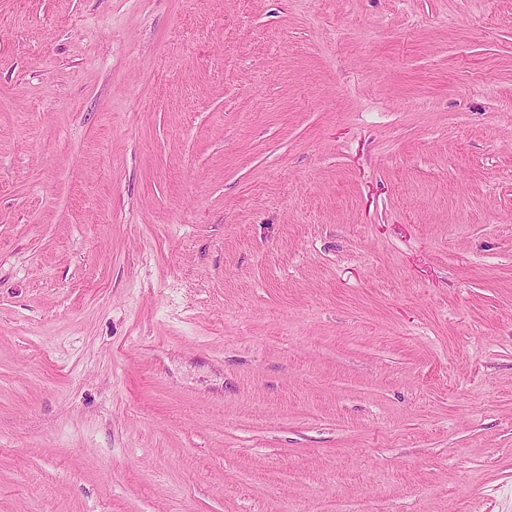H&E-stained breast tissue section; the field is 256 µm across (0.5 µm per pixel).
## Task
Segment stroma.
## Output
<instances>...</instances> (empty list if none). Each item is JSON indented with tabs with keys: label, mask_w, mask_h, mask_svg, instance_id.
<instances>
[{
	"label": "stroma",
	"mask_w": 512,
	"mask_h": 512,
	"mask_svg": "<svg viewBox=\"0 0 512 512\" xmlns=\"http://www.w3.org/2000/svg\"><path fill=\"white\" fill-rule=\"evenodd\" d=\"M0 512H512V0H0Z\"/></svg>",
	"instance_id": "stroma-1"
}]
</instances>
